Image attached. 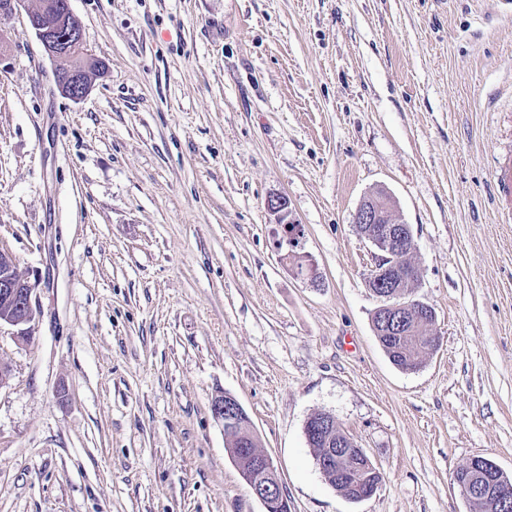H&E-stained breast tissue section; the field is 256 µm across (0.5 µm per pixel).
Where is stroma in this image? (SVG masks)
I'll use <instances>...</instances> for the list:
<instances>
[{
    "instance_id": "35a3bbf8",
    "label": "stroma",
    "mask_w": 512,
    "mask_h": 512,
    "mask_svg": "<svg viewBox=\"0 0 512 512\" xmlns=\"http://www.w3.org/2000/svg\"><path fill=\"white\" fill-rule=\"evenodd\" d=\"M0 14V249L34 329L0 327V512H264L212 398L234 396L290 512H469L512 477V19L498 0H71L107 69L81 100ZM393 198L436 313L419 369L372 327L355 212ZM288 200L297 246L271 199ZM319 411L379 467L352 502ZM313 416H316L318 421L315 425L309 426L308 429L307 425L310 419L306 422L305 436L307 441L309 440V436L312 434H318L321 431L325 432L329 427H331L325 435L318 440H314L312 444H310V448L313 449L314 456L318 453L317 448L328 447L327 441L332 444L331 448H326L323 453L316 457L315 464L321 474L325 477L327 474L336 471V476L331 475L329 482L340 494L350 501L359 502L362 496L372 488H374L372 492H369L362 499H368L373 496L380 486V484L376 485V483L381 482L382 480L379 469L372 463L368 456L364 454L363 449L360 448L353 440H350V448L348 449L343 447L338 449L335 448L340 444L345 443L346 439L351 438L341 428H339L338 425H333L335 417L331 413L318 412L313 414ZM345 449L348 453L356 451L364 455L344 460L338 467L341 453ZM337 468L338 470H336ZM485 457L474 456L470 458L466 464L469 476H466L464 480L457 478L456 483L460 487L464 496L470 499H481L492 504H498L499 506L504 503L507 505L510 500V492L512 488L510 486H493L489 483L488 479L483 474L482 460ZM494 488L492 496L489 494L490 489Z\"/></svg>"
}]
</instances>
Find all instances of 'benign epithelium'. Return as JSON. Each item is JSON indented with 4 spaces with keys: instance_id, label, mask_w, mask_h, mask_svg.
<instances>
[{
    "instance_id": "benign-epithelium-1",
    "label": "benign epithelium",
    "mask_w": 512,
    "mask_h": 512,
    "mask_svg": "<svg viewBox=\"0 0 512 512\" xmlns=\"http://www.w3.org/2000/svg\"><path fill=\"white\" fill-rule=\"evenodd\" d=\"M28 24L41 43L45 53L58 63L80 56L93 60L95 56L87 49L83 38L81 20L73 13L70 0H39L38 8L27 11ZM59 27L69 28V36L56 39L55 31ZM56 87L63 94L74 100L82 99L88 83L82 72L55 70ZM355 224H381L383 228L375 235L363 234L376 250V263L371 270V288L374 293L385 299L381 305L384 334L388 336L404 335L403 328L410 322L425 318L427 304L404 293L395 287L389 272L404 266V261L415 250V241L409 225L398 222L390 209L380 206L378 195L372 194L359 204L355 213ZM33 288L27 281L17 275L15 261L8 253L0 250V326L7 324L18 327L21 334H31L34 320L32 307ZM211 411L216 421L223 424L234 422L243 414L240 403L230 394L215 397ZM350 448H327L316 457L315 464L322 475L330 474L338 468L342 451L363 452L357 443L349 442ZM232 461L243 464L241 476L254 496L261 502L264 512H282L289 507L288 497L284 492L279 472L272 458L245 444L230 452ZM482 456L470 458L466 464L469 476L456 480L464 496L481 499L492 504H507L512 499V488L493 486L483 474Z\"/></svg>"
}]
</instances>
